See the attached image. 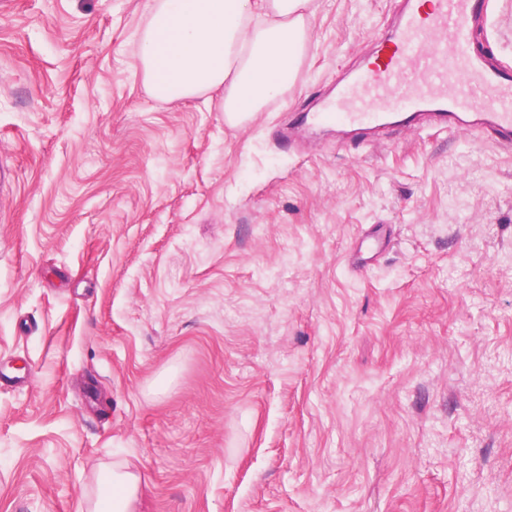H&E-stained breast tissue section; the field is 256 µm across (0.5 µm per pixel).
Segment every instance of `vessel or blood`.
<instances>
[{
    "instance_id": "1",
    "label": "vessel or blood",
    "mask_w": 512,
    "mask_h": 512,
    "mask_svg": "<svg viewBox=\"0 0 512 512\" xmlns=\"http://www.w3.org/2000/svg\"><path fill=\"white\" fill-rule=\"evenodd\" d=\"M483 7V0H406L398 28L315 121L361 126L397 116L409 124L425 116L512 149V69L488 64L470 38ZM478 93L492 95V111L475 108Z\"/></svg>"
}]
</instances>
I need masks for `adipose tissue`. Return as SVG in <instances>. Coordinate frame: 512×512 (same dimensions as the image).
<instances>
[{"label":"adipose tissue","instance_id":"1","mask_svg":"<svg viewBox=\"0 0 512 512\" xmlns=\"http://www.w3.org/2000/svg\"><path fill=\"white\" fill-rule=\"evenodd\" d=\"M313 0H152L135 41L146 85L159 100L217 92L237 127L288 89L304 56ZM139 476L106 468L82 512H132Z\"/></svg>","mask_w":512,"mask_h":512}]
</instances>
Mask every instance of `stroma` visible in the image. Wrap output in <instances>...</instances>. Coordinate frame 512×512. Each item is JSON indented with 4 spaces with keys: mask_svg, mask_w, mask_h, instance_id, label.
Returning a JSON list of instances; mask_svg holds the SVG:
<instances>
[{
    "mask_svg": "<svg viewBox=\"0 0 512 512\" xmlns=\"http://www.w3.org/2000/svg\"><path fill=\"white\" fill-rule=\"evenodd\" d=\"M402 4L314 0L232 128L147 92L150 0H0V512H512V150L301 123ZM139 476L124 463L104 470L97 490L84 499L81 512H131L139 489Z\"/></svg>",
    "mask_w": 512,
    "mask_h": 512,
    "instance_id": "obj_1",
    "label": "stroma"
}]
</instances>
